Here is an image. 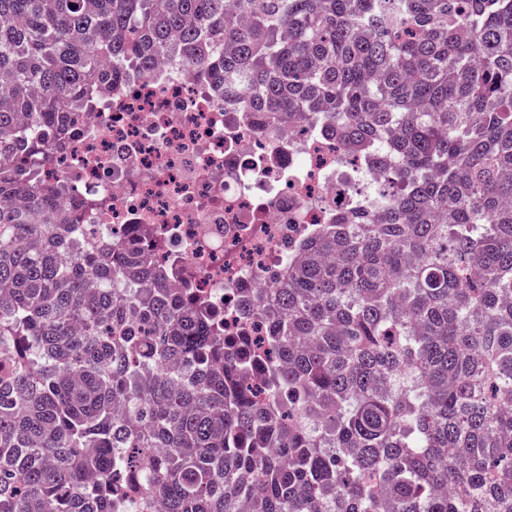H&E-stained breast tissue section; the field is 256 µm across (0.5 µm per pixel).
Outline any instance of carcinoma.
Returning a JSON list of instances; mask_svg holds the SVG:
<instances>
[{
  "label": "carcinoma",
  "mask_w": 512,
  "mask_h": 512,
  "mask_svg": "<svg viewBox=\"0 0 512 512\" xmlns=\"http://www.w3.org/2000/svg\"><path fill=\"white\" fill-rule=\"evenodd\" d=\"M168 53L383 178L232 336L32 164ZM0 512H512V0H0Z\"/></svg>",
  "instance_id": "obj_1"
}]
</instances>
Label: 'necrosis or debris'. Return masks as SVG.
<instances>
[{
	"label": "necrosis or debris",
	"instance_id": "4bbe7bcc",
	"mask_svg": "<svg viewBox=\"0 0 512 512\" xmlns=\"http://www.w3.org/2000/svg\"><path fill=\"white\" fill-rule=\"evenodd\" d=\"M52 156L42 175L72 185L81 223L126 239L163 229L194 287L228 307L276 269L289 236L334 222L362 181L325 135L225 111L173 54L150 75L127 70Z\"/></svg>",
	"mask_w": 512,
	"mask_h": 512
}]
</instances>
